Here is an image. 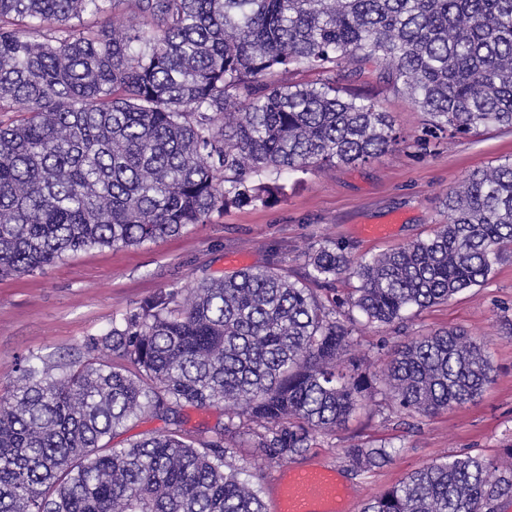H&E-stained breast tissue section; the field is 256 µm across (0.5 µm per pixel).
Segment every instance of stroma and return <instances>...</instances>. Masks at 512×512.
<instances>
[{
    "instance_id": "obj_1",
    "label": "stroma",
    "mask_w": 512,
    "mask_h": 512,
    "mask_svg": "<svg viewBox=\"0 0 512 512\" xmlns=\"http://www.w3.org/2000/svg\"><path fill=\"white\" fill-rule=\"evenodd\" d=\"M391 113L398 145L365 164L283 175L287 194L277 201L228 208L210 223L139 247L72 253L34 276L0 278V388L17 377V364L34 355L49 365L87 359L85 341L162 290L186 288L243 267L277 266L303 273L314 245L332 242L352 259L370 257L430 237L444 220V200L474 170L512 158V130L489 128L467 137L429 140L425 116L376 77L348 81ZM402 214L391 236L364 237L360 229ZM461 327L485 345L493 380L483 394L431 417L410 416L373 394L315 448L288 467L335 470L352 496L347 512L398 484L426 463L446 456L487 459L512 449V244L480 285L448 302L409 314L403 323L362 327L353 351L376 360L395 345L443 328ZM362 445L394 447L384 466L353 469L345 452Z\"/></svg>"
}]
</instances>
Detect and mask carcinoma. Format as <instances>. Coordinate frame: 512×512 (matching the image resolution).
<instances>
[{
  "instance_id": "obj_1",
  "label": "carcinoma",
  "mask_w": 512,
  "mask_h": 512,
  "mask_svg": "<svg viewBox=\"0 0 512 512\" xmlns=\"http://www.w3.org/2000/svg\"><path fill=\"white\" fill-rule=\"evenodd\" d=\"M126 16L117 25L109 17ZM310 71L315 79L292 76ZM375 74L434 136L512 128V0H0V276L66 255L137 247L266 203L289 172L366 163L399 136L343 82ZM433 237L351 264L334 243L297 280L245 268L161 291L61 368L29 358L0 389V512H266L259 476L225 437L285 459L316 445L377 389L429 417L491 381L466 330L354 357L356 310L389 325L477 286L512 244V160L448 194ZM360 286L336 296V277ZM224 406L196 434L178 408ZM151 414L169 428L111 445ZM370 470L386 447L346 451ZM512 495L507 460H436L362 512H484Z\"/></svg>"
}]
</instances>
